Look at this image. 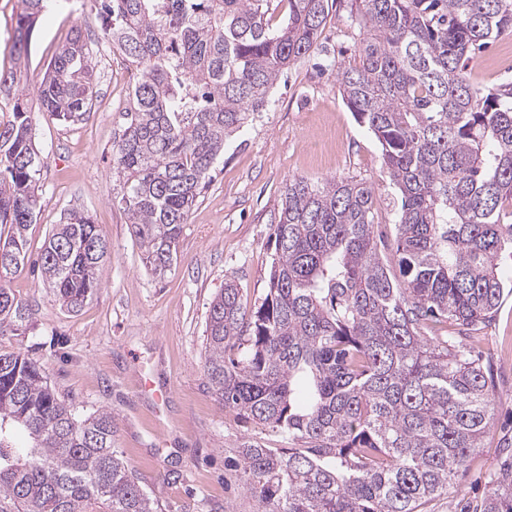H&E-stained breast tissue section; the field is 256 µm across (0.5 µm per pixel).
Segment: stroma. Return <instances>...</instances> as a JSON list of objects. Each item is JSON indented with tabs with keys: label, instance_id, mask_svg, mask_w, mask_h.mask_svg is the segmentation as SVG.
<instances>
[{
	"label": "stroma",
	"instance_id": "1",
	"mask_svg": "<svg viewBox=\"0 0 512 512\" xmlns=\"http://www.w3.org/2000/svg\"><path fill=\"white\" fill-rule=\"evenodd\" d=\"M75 28L96 53L99 93L77 125L35 114L42 198L27 237L30 252L39 253L54 225L76 209L100 225L110 257L102 288L75 313L61 308L39 272L13 276L11 288L34 315L25 335L0 336V349L40 362L51 386L80 413H112L117 450L162 512H257L231 461L246 437L274 448L286 442L218 405L202 368L207 310L228 276L248 304L264 298L274 253L270 226L291 177L372 183L378 230L392 236L398 191L382 172L378 141L357 123L337 81V68L358 60L360 30L347 7L330 14L319 50L293 65L274 86L269 110L225 144L213 181L183 226L176 265L157 278L115 200L112 141L128 104L130 71L121 54L109 52L91 0H53L32 36L27 86L37 89ZM469 71L486 88L512 82V36L500 37ZM467 343L494 369L501 396L495 427L466 473L425 512H467L500 467V432L512 429V294L490 324L469 331Z\"/></svg>",
	"mask_w": 512,
	"mask_h": 512
}]
</instances>
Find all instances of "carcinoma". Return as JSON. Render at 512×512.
I'll return each instance as SVG.
<instances>
[{
  "mask_svg": "<svg viewBox=\"0 0 512 512\" xmlns=\"http://www.w3.org/2000/svg\"><path fill=\"white\" fill-rule=\"evenodd\" d=\"M288 2L278 29L268 15ZM350 4L359 63L338 72L343 98L382 148L400 192L394 249L379 253L370 183L288 180L268 288L247 308L235 280L210 303L203 372L222 409L288 441L245 439L235 468L258 512H421L482 446L498 396L450 322L491 321L512 250V83L485 89L467 63L512 34V0H93L112 47L137 71L112 142L119 203L143 263L163 277L183 224L225 142L271 105L291 65L311 55L333 6ZM47 0H21L0 72L13 119L0 122V336H21L32 309L8 287L29 262L26 231L41 163L24 91L33 30ZM97 94L79 30L56 52L41 111L85 120ZM109 242L71 211L33 266L62 307L102 287ZM23 430L21 450L11 432ZM112 413L77 414L40 365L0 350V512H161L114 448ZM469 512H512V463Z\"/></svg>",
  "mask_w": 512,
  "mask_h": 512,
  "instance_id": "cac0c4a2",
  "label": "carcinoma"
}]
</instances>
